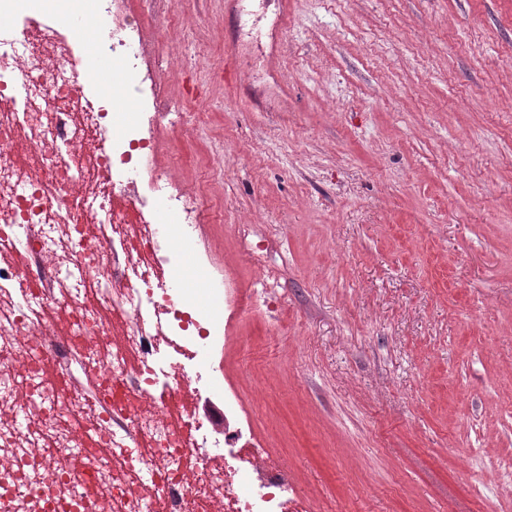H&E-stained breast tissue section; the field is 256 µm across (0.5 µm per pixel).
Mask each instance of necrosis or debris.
I'll return each instance as SVG.
<instances>
[{
    "mask_svg": "<svg viewBox=\"0 0 512 512\" xmlns=\"http://www.w3.org/2000/svg\"><path fill=\"white\" fill-rule=\"evenodd\" d=\"M71 2L97 53L64 35L48 0H0V512H289L288 468L243 445L235 401L220 429L179 407L182 391L212 395L217 377L199 362L233 300L211 277L192 293L164 281L205 209L175 186L180 221L165 223L131 176L155 150L159 117L140 19L122 0ZM108 54L129 98L86 89ZM47 256L51 273L24 277ZM66 268L81 280L60 305ZM19 278L16 295L7 285ZM48 315L65 334L51 336Z\"/></svg>",
    "mask_w": 512,
    "mask_h": 512,
    "instance_id": "4bbe7bcc",
    "label": "necrosis or debris"
}]
</instances>
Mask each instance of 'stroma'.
<instances>
[{"label":"stroma","mask_w":512,"mask_h":512,"mask_svg":"<svg viewBox=\"0 0 512 512\" xmlns=\"http://www.w3.org/2000/svg\"><path fill=\"white\" fill-rule=\"evenodd\" d=\"M126 6L185 56L146 63L149 167L213 211L184 285L279 274L283 314L229 317L220 390L293 512H512V0Z\"/></svg>","instance_id":"35a3bbf8"}]
</instances>
